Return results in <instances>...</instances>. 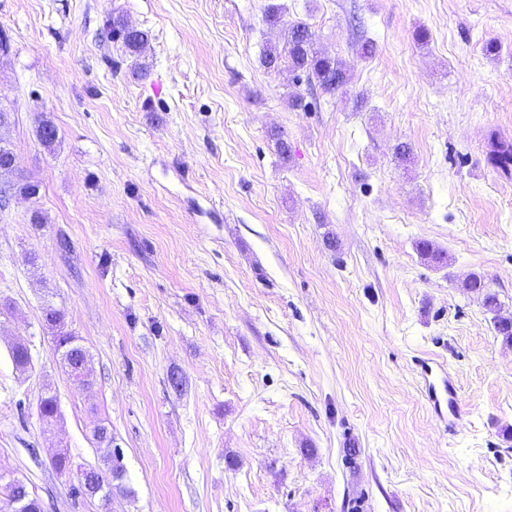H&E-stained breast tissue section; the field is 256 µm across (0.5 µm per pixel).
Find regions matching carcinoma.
Listing matches in <instances>:
<instances>
[{"mask_svg":"<svg viewBox=\"0 0 512 512\" xmlns=\"http://www.w3.org/2000/svg\"><path fill=\"white\" fill-rule=\"evenodd\" d=\"M103 35L112 41L121 43L124 52L140 60L149 45L150 35L148 32L128 26L121 17H114L106 21L103 27ZM288 59L289 68L294 73L305 74L308 82L315 83L322 93L333 96L349 83V76L342 64L331 57L321 55L314 50L313 33L309 26L303 22H295L288 27L287 39L283 48L269 46L261 57L262 65L267 69L279 67L282 59ZM36 133L41 144L46 148H52L58 137L57 128L52 121L43 119L39 121ZM488 161L504 172H512V143L506 140L493 138L490 141V150L487 153ZM465 288L472 292L484 294V306L489 311L495 310L497 306L496 295L486 291V284L483 277L474 275ZM44 320L54 333L63 340L78 341V337L66 329L64 313L54 307H48L44 311ZM68 361L75 370L79 371L76 376V384L84 386L91 381L92 362L90 355L83 345L73 349L68 355ZM38 413L43 422L49 424L54 421L58 414V403L56 396L51 391H46L41 396L38 404ZM100 445V459L103 467L94 468L90 471L93 476L100 477L107 491V496L99 498L102 508H107L112 490L118 488L127 490L123 484L125 479V468L123 460L114 457L112 452V434L98 438ZM5 484L0 487L6 492L8 500L14 502L11 512H43L38 498L33 496L24 479L13 477L8 480L0 475V481Z\"/></svg>","mask_w":512,"mask_h":512,"instance_id":"obj_1","label":"carcinoma"}]
</instances>
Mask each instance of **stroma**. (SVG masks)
I'll use <instances>...</instances> for the list:
<instances>
[{"label":"stroma","instance_id":"obj_1","mask_svg":"<svg viewBox=\"0 0 512 512\" xmlns=\"http://www.w3.org/2000/svg\"><path fill=\"white\" fill-rule=\"evenodd\" d=\"M270 2L0 0V179L40 186L0 202V474L98 512L51 458L97 466L103 424L133 491L111 512H512V175L487 161L512 141V0H278L347 69L333 96L262 66ZM118 13L151 34L147 77L100 36ZM429 360L461 418L423 395ZM44 320L53 331V337L58 336L61 340H73L78 345L77 348L72 350L75 354L73 355V352H70L72 355H68V361L76 371H79V374L76 376V384L78 386L90 384L92 375L90 355L86 348L80 344V339L66 329L64 313L60 309L48 307L44 311Z\"/></svg>","mask_w":512,"mask_h":512}]
</instances>
